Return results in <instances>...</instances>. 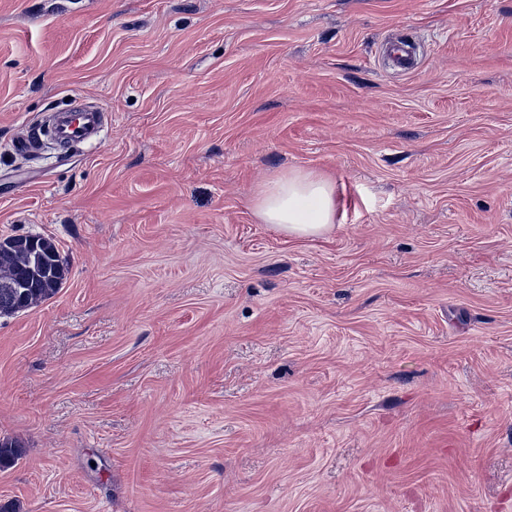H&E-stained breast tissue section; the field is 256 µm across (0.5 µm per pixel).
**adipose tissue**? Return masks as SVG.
Segmentation results:
<instances>
[{
  "mask_svg": "<svg viewBox=\"0 0 512 512\" xmlns=\"http://www.w3.org/2000/svg\"><path fill=\"white\" fill-rule=\"evenodd\" d=\"M253 207L261 223L279 233L320 237L335 227V186L312 172L276 173L256 189Z\"/></svg>",
  "mask_w": 512,
  "mask_h": 512,
  "instance_id": "1",
  "label": "adipose tissue"
}]
</instances>
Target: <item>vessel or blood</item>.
I'll use <instances>...</instances> for the list:
<instances>
[{
    "instance_id": "1",
    "label": "vessel or blood",
    "mask_w": 512,
    "mask_h": 512,
    "mask_svg": "<svg viewBox=\"0 0 512 512\" xmlns=\"http://www.w3.org/2000/svg\"><path fill=\"white\" fill-rule=\"evenodd\" d=\"M105 114L100 109L81 104L54 113L44 123L38 136L26 142L29 150H37L49 141L60 148L69 149L96 138L102 130Z\"/></svg>"
}]
</instances>
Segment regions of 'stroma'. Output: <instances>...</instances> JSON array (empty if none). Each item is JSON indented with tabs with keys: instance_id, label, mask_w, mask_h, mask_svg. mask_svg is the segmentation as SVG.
Returning a JSON list of instances; mask_svg holds the SVG:
<instances>
[{
	"instance_id": "obj_1",
	"label": "stroma",
	"mask_w": 512,
	"mask_h": 512,
	"mask_svg": "<svg viewBox=\"0 0 512 512\" xmlns=\"http://www.w3.org/2000/svg\"><path fill=\"white\" fill-rule=\"evenodd\" d=\"M74 96L98 139L17 149ZM290 170L330 233L256 217ZM26 234L69 273L0 316L12 512H512V0H0ZM253 207L262 224L288 237H320L335 228V186L316 173L273 174L256 189Z\"/></svg>"
}]
</instances>
